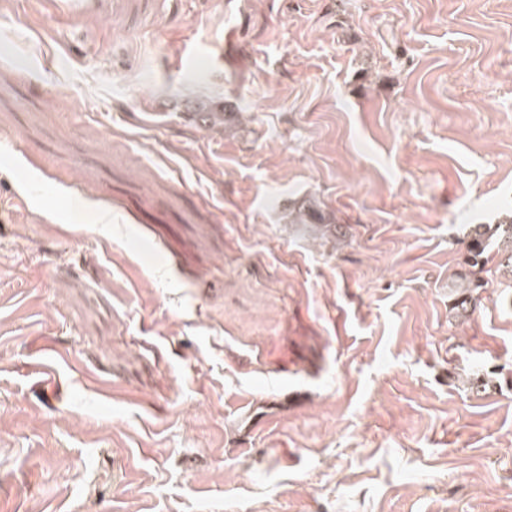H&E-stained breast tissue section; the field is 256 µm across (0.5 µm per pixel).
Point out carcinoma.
Masks as SVG:
<instances>
[{"label":"carcinoma","instance_id":"carcinoma-1","mask_svg":"<svg viewBox=\"0 0 512 512\" xmlns=\"http://www.w3.org/2000/svg\"><path fill=\"white\" fill-rule=\"evenodd\" d=\"M463 244L470 270L458 275L455 284L454 309L461 317L469 312L474 300L472 292L480 287L476 271L483 270L489 256L499 258L497 268H507L512 273V213L504 215L496 224L471 225Z\"/></svg>","mask_w":512,"mask_h":512}]
</instances>
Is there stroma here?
<instances>
[{"instance_id":"1","label":"stroma","mask_w":512,"mask_h":512,"mask_svg":"<svg viewBox=\"0 0 512 512\" xmlns=\"http://www.w3.org/2000/svg\"><path fill=\"white\" fill-rule=\"evenodd\" d=\"M510 209L512 0H0V512H512ZM68 218L74 224H96L101 222V212L85 198L73 197L68 203ZM462 243L466 247L469 268H478L480 272L492 254V257L500 259L497 268H508L512 275V212L504 215L498 224H471ZM472 269L459 274V281L455 284L454 309L461 317L469 312L474 300L472 292L480 287L477 273Z\"/></svg>"}]
</instances>
